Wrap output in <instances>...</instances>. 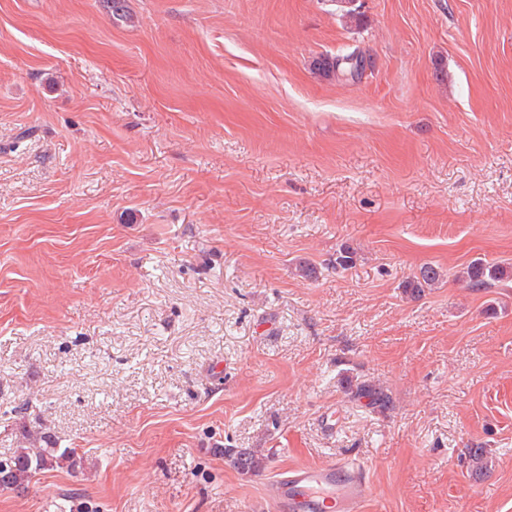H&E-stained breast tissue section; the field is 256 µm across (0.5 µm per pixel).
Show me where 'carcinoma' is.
Returning a JSON list of instances; mask_svg holds the SVG:
<instances>
[{"label": "carcinoma", "mask_w": 512, "mask_h": 512, "mask_svg": "<svg viewBox=\"0 0 512 512\" xmlns=\"http://www.w3.org/2000/svg\"><path fill=\"white\" fill-rule=\"evenodd\" d=\"M356 53L327 55L317 61L318 69L327 75L340 77L346 81L358 80L362 73L358 71L354 58ZM355 250L343 244L336 252L334 267L347 270L355 263ZM512 277V268L499 263L478 258L468 264L458 275V281L474 290L490 288ZM441 278L440 271L431 264H425L413 275L401 283L403 293L412 299H419L427 289L432 288ZM352 397L365 399L368 405L380 410L389 408L390 397L382 390L362 383L351 391ZM42 448H18L8 458L0 459V488L24 492L31 479L39 473L66 466L70 469L81 466L82 457L74 448H58L51 436L43 437ZM224 459L233 468L242 473L254 474L263 466V458L252 448H226Z\"/></svg>", "instance_id": "obj_1"}]
</instances>
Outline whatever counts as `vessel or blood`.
<instances>
[{
  "instance_id": "vessel-or-blood-1",
  "label": "vessel or blood",
  "mask_w": 512,
  "mask_h": 512,
  "mask_svg": "<svg viewBox=\"0 0 512 512\" xmlns=\"http://www.w3.org/2000/svg\"><path fill=\"white\" fill-rule=\"evenodd\" d=\"M369 498L366 468L338 459L295 466L271 489L273 512H363Z\"/></svg>"
}]
</instances>
